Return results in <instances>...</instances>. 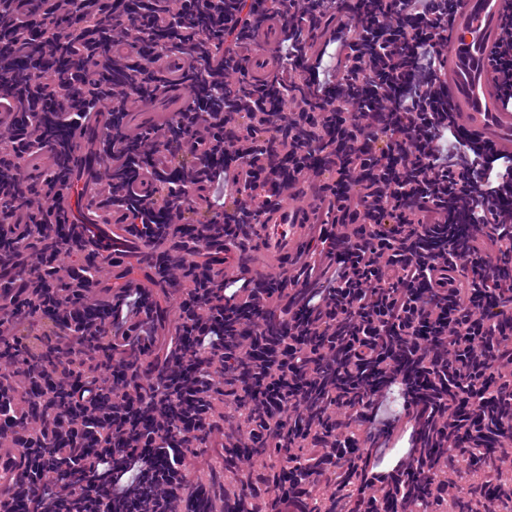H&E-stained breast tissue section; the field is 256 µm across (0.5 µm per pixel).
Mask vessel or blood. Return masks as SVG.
Wrapping results in <instances>:
<instances>
[{"instance_id": "vessel-or-blood-1", "label": "vessel or blood", "mask_w": 512, "mask_h": 512, "mask_svg": "<svg viewBox=\"0 0 512 512\" xmlns=\"http://www.w3.org/2000/svg\"><path fill=\"white\" fill-rule=\"evenodd\" d=\"M505 0H461L455 14L454 35L443 51L444 81L452 116L462 132L482 147L512 152V112L501 108L488 61L498 52L506 35L501 26ZM278 19L262 23L256 37L254 63L250 76L265 81L271 70ZM185 88L179 64L168 63L166 82L157 100L138 102L127 109L125 122L130 129L145 124L155 113H173L184 109ZM318 181L314 173L283 183L277 194L259 198L263 226L260 230L261 272L295 273L298 256L311 239L309 215L314 207L310 188ZM58 217L69 224L73 238L83 241L96 265L112 273L121 284L144 289L154 295L157 282L151 274L134 272L128 264L132 237L123 211L88 205L80 221L71 219V199L63 197L56 207ZM21 449L0 444V503L10 504L11 480L24 467Z\"/></svg>"}]
</instances>
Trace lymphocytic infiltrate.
I'll return each mask as SVG.
<instances>
[{"instance_id":"f902f5d3","label":"lymphocytic infiltrate","mask_w":512,"mask_h":512,"mask_svg":"<svg viewBox=\"0 0 512 512\" xmlns=\"http://www.w3.org/2000/svg\"><path fill=\"white\" fill-rule=\"evenodd\" d=\"M457 2L269 0L283 22L256 85L246 0H0V440L26 458L12 512H173L188 463L231 437V512H313L326 481L327 512H434L465 489L460 458L512 442V221L493 220L512 153L476 146L437 87ZM502 26L490 67L511 112L512 7ZM174 58L193 63L185 108L127 135L126 107ZM106 107V206L181 255L157 270L182 287L171 324L53 221L75 137ZM44 148L54 168L25 171ZM307 169L335 174L312 211L317 233L350 226L334 252L306 245L301 274L264 289L204 259L255 235L256 198ZM465 490L512 512V495Z\"/></svg>"}]
</instances>
